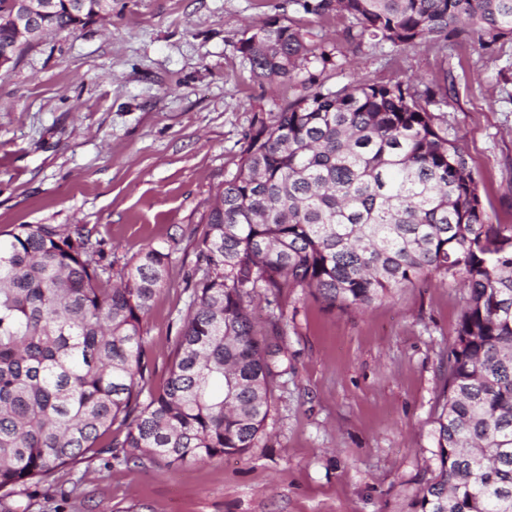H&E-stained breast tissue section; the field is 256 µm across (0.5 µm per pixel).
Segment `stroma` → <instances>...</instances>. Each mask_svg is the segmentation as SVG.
Returning a JSON list of instances; mask_svg holds the SVG:
<instances>
[{"mask_svg":"<svg viewBox=\"0 0 512 512\" xmlns=\"http://www.w3.org/2000/svg\"><path fill=\"white\" fill-rule=\"evenodd\" d=\"M292 23L340 48L327 88L353 81H447L431 109L461 137L489 220L512 225V41L476 35L395 46L347 42L346 18L289 0H112V18L50 32L0 71V231L81 227L121 266L147 246L170 254L148 312L150 386L168 376L172 338L190 302L208 199L235 173L254 112L293 101L300 82L259 86L240 39L266 21ZM464 290L421 282L364 311H328L308 290L281 306L288 372L257 447L240 457L160 467L60 473L69 503L45 486L9 512H409L435 470L432 420L448 377Z\"/></svg>","mask_w":512,"mask_h":512,"instance_id":"35a3bbf8","label":"stroma"}]
</instances>
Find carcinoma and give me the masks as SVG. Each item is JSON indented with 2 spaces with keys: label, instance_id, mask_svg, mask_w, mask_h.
Here are the masks:
<instances>
[{
  "label": "carcinoma",
  "instance_id": "carcinoma-1",
  "mask_svg": "<svg viewBox=\"0 0 512 512\" xmlns=\"http://www.w3.org/2000/svg\"><path fill=\"white\" fill-rule=\"evenodd\" d=\"M71 32L112 14L65 0ZM350 20L352 43L417 44L474 32L512 40V0H295ZM259 84L305 71V94L254 114L235 174L208 201L190 303L163 389L148 393L144 317L170 253L117 272L77 227L0 234V497L52 483L87 456L107 465L197 463L257 446L279 378L283 330L247 302L306 288L325 308L365 310L418 282L466 288L431 435L437 472L412 512H512V226L488 222L466 150L430 111L448 86L320 77L323 44L274 20L237 47ZM123 429L103 443L113 426Z\"/></svg>",
  "mask_w": 512,
  "mask_h": 512
}]
</instances>
